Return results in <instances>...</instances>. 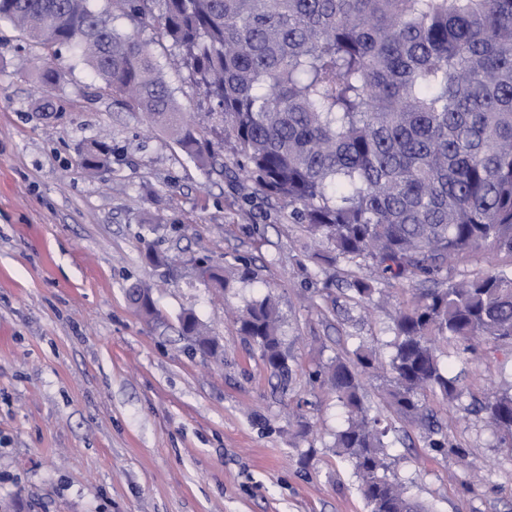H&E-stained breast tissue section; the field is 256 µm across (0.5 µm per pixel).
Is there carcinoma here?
Returning a JSON list of instances; mask_svg holds the SVG:
<instances>
[{
  "mask_svg": "<svg viewBox=\"0 0 512 512\" xmlns=\"http://www.w3.org/2000/svg\"><path fill=\"white\" fill-rule=\"evenodd\" d=\"M0 0V22L53 50L34 67L48 93L61 80L60 48L73 51L112 95L164 132L194 163L214 169L210 141L182 111L139 30L160 21L197 86L220 112L238 156L221 171L244 175L288 205L307 235L330 245L320 259L366 270L350 283L367 306L391 281H437L477 254L512 257V0ZM125 18L131 30L113 25ZM84 170L112 163V146L78 147ZM209 288H228L220 265L198 270ZM128 298L142 318L159 320L151 289ZM387 364L358 346L312 374L345 412L336 453L351 463L369 512H425L404 495L386 453L387 428L363 400V376L382 372L385 402L426 431L427 445L462 458L431 421L425 397L461 402L443 365L442 336L466 361L477 345L512 347V270L427 288L396 312ZM269 295L248 304L240 333L282 380L291 375ZM194 347L216 358L219 345L192 312L179 316ZM501 439L512 440V389L480 406Z\"/></svg>",
  "mask_w": 512,
  "mask_h": 512,
  "instance_id": "carcinoma-1",
  "label": "carcinoma"
}]
</instances>
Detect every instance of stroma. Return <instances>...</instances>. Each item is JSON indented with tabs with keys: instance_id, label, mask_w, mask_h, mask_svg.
Here are the masks:
<instances>
[{
	"instance_id": "stroma-1",
	"label": "stroma",
	"mask_w": 512,
	"mask_h": 512,
	"mask_svg": "<svg viewBox=\"0 0 512 512\" xmlns=\"http://www.w3.org/2000/svg\"><path fill=\"white\" fill-rule=\"evenodd\" d=\"M46 53L0 23V512H368L333 447L343 409L311 374L359 345L388 360L395 312L420 286L386 287L379 307L357 303L348 283L358 266H317L328 244L280 202L251 180L206 174L69 51L42 110L28 63ZM103 136L112 165L91 177L76 148ZM157 212L167 224L147 234ZM146 234L168 265L146 260ZM202 257L245 260L248 273L212 291L198 277ZM137 281L152 287L161 323L129 304ZM269 294L290 356L285 390L232 322ZM186 310L218 337L222 361L183 339ZM438 350L464 396L426 404L469 458L426 448L373 376L365 402L390 427L392 469L430 512H512V443L473 411L512 386V350L466 363L455 341ZM299 414L314 424L304 440ZM470 460L481 468L473 493L462 485Z\"/></svg>"
}]
</instances>
